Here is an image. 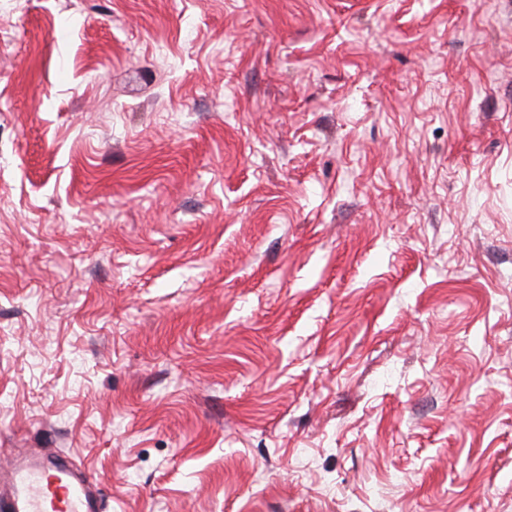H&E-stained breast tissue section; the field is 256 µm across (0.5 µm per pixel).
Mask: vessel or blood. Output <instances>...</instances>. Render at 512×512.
<instances>
[{"mask_svg": "<svg viewBox=\"0 0 512 512\" xmlns=\"http://www.w3.org/2000/svg\"><path fill=\"white\" fill-rule=\"evenodd\" d=\"M52 465L15 461L8 471V496L0 512H100L95 484L76 475L68 455L52 451Z\"/></svg>", "mask_w": 512, "mask_h": 512, "instance_id": "vessel-or-blood-1", "label": "vessel or blood"}]
</instances>
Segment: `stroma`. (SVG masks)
<instances>
[{
    "mask_svg": "<svg viewBox=\"0 0 512 512\" xmlns=\"http://www.w3.org/2000/svg\"><path fill=\"white\" fill-rule=\"evenodd\" d=\"M103 512H512V0H0V465ZM51 466L16 459L8 471V500L1 494L5 512H97L101 505L95 484L78 476L63 452H50Z\"/></svg>",
    "mask_w": 512,
    "mask_h": 512,
    "instance_id": "stroma-1",
    "label": "stroma"
}]
</instances>
